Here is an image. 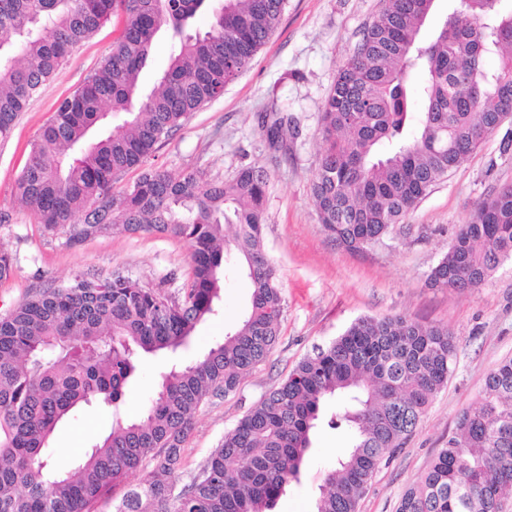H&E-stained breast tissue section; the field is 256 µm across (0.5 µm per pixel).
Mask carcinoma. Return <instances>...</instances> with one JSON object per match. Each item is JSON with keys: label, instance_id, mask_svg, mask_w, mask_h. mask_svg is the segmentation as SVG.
<instances>
[{"label": "carcinoma", "instance_id": "cac0c4a2", "mask_svg": "<svg viewBox=\"0 0 512 512\" xmlns=\"http://www.w3.org/2000/svg\"><path fill=\"white\" fill-rule=\"evenodd\" d=\"M206 0H0V142L73 50L110 17L123 30L99 67L39 128L15 181L36 223L74 245L109 230L183 240L190 272L174 296L116 272L33 290L0 317V512H92L142 471L114 512H271L325 425L351 446L326 474L314 512H358L379 467L416 430L447 383L454 332L405 316L357 319L304 358L224 434L181 483L185 443L208 400L227 397L280 336L282 284L265 254L268 176L230 181L150 164L156 146L219 98L276 31L286 0H223L210 29L186 32ZM436 0H382L339 67L321 112L323 147L311 192L318 221L350 251L380 241L431 188L481 149L512 107V10L456 0L432 40ZM178 45L150 91L140 83L157 36ZM292 118L272 108L262 136L287 141ZM133 186L114 193L125 172ZM252 284L243 320L200 361L173 367L138 421L122 405L142 359L186 344L215 312L224 255ZM512 259V185L458 225L426 284L456 294ZM335 401L326 410L329 401ZM112 416L109 434L70 467H49L58 425L82 406ZM512 506V359L487 374L478 405L395 512H508Z\"/></svg>", "mask_w": 512, "mask_h": 512}]
</instances>
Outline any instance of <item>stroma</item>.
I'll return each mask as SVG.
<instances>
[{
    "label": "stroma",
    "instance_id": "35a3bbf8",
    "mask_svg": "<svg viewBox=\"0 0 512 512\" xmlns=\"http://www.w3.org/2000/svg\"><path fill=\"white\" fill-rule=\"evenodd\" d=\"M380 7V0H288L277 30L249 67L227 84L223 97L192 113L152 159L175 174L193 169L221 181L231 180L245 166L267 173L264 246L284 296L279 340L267 361L243 380L235 394L211 399L197 412L184 448L183 479L195 475L225 432L315 348L330 344L358 318L402 315L450 327L457 338V358L415 433L380 467L360 502L359 512H394L403 492L453 432L458 411L477 404L487 373L512 358V261L502 263L470 295L425 285L457 225L485 195L512 184V151L500 147L504 132L512 131V120L435 185L402 225L362 251L337 246L318 222L310 186L322 145V107L337 70ZM120 30L114 17L82 42L30 101L10 139L0 144V212L9 216L0 224V250L14 259L13 275L0 282V316L31 290L83 273L106 278L120 272L142 287L168 295L177 294L189 276V247L184 241L110 232L73 245L65 233L37 224L14 194V182L38 129L58 101L98 67ZM274 106L287 108L295 126L286 149L280 151L270 149L261 136L265 112ZM225 267L218 314L200 323L174 354L142 367L123 406L127 417L141 415L157 393L162 373L172 365L202 359L242 320L251 285L237 272L234 256H227ZM111 427V416L99 407L78 409L50 440L51 466L67 467ZM348 444L345 433L319 429L299 481L289 485L275 512H313L326 471Z\"/></svg>",
    "mask_w": 512,
    "mask_h": 512
}]
</instances>
